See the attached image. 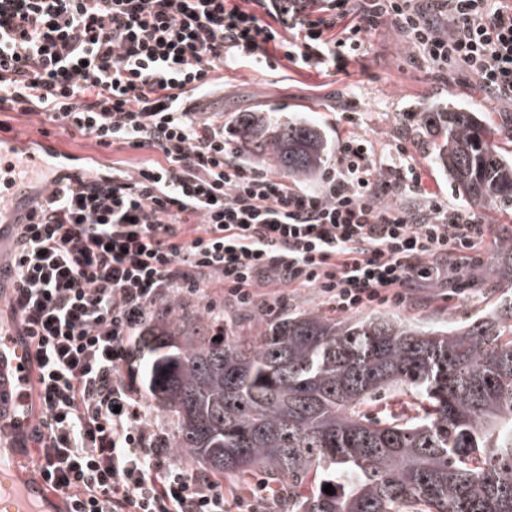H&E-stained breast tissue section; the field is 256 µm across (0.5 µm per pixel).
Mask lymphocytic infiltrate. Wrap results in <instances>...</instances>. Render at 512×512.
Segmentation results:
<instances>
[{"mask_svg":"<svg viewBox=\"0 0 512 512\" xmlns=\"http://www.w3.org/2000/svg\"><path fill=\"white\" fill-rule=\"evenodd\" d=\"M0 0V112L36 114L100 147L153 149L134 170L54 175L24 215L4 269L0 334L36 365L30 440L68 512H230L221 482L173 459L124 376L158 308L192 297L216 329L221 302L265 316L310 288L336 312L405 303L411 288L481 266L493 229L477 212L403 189L421 179L365 135L338 142L319 187L239 162L224 125L187 101L244 60L341 74L382 26L441 79L462 67L512 102V0Z\"/></svg>","mask_w":512,"mask_h":512,"instance_id":"f902f5d3","label":"lymphocytic infiltrate"}]
</instances>
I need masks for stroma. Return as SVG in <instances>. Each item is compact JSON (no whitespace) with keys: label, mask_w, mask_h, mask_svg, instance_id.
Listing matches in <instances>:
<instances>
[{"label":"stroma","mask_w":512,"mask_h":512,"mask_svg":"<svg viewBox=\"0 0 512 512\" xmlns=\"http://www.w3.org/2000/svg\"><path fill=\"white\" fill-rule=\"evenodd\" d=\"M450 95L481 112L512 110L511 104L483 91L465 69H457L454 79L444 81L427 63L409 60L402 37L384 26L367 34L363 62L350 66L348 74L302 70L284 59L273 69L242 64L225 69L223 88L198 100L197 109L221 113L228 121L245 112H262L281 122L307 121L323 129L333 145L361 133L378 164L389 161L396 143H405L421 173L423 188L443 196L449 209L465 211L468 203L432 166L428 142L413 134L422 105L429 98ZM50 133L62 152L104 164L119 162L127 169L156 156L155 151L126 146L104 150L56 127ZM494 270L493 260H486L474 270L454 275L449 283L417 289L404 304H384L376 311L428 325L473 319L488 305L481 284L492 279Z\"/></svg>","instance_id":"1"}]
</instances>
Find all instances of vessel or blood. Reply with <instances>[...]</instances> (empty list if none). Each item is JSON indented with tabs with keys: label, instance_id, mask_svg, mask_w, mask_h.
I'll list each match as a JSON object with an SVG mask.
<instances>
[{
	"label": "vessel or blood",
	"instance_id": "b4317fda",
	"mask_svg": "<svg viewBox=\"0 0 512 512\" xmlns=\"http://www.w3.org/2000/svg\"><path fill=\"white\" fill-rule=\"evenodd\" d=\"M52 163L51 156L21 152L13 138L0 136V200L23 206L30 187L27 180L19 178V171L40 173ZM31 380L23 348L11 337H0V391L17 390L14 406L0 413V447L5 444V435L25 432L32 421L26 398ZM37 463V458H29L22 469L0 459V512H63V495L38 474Z\"/></svg>",
	"mask_w": 512,
	"mask_h": 512
}]
</instances>
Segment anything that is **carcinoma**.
I'll return each instance as SVG.
<instances>
[{
    "label": "carcinoma",
    "mask_w": 512,
    "mask_h": 512,
    "mask_svg": "<svg viewBox=\"0 0 512 512\" xmlns=\"http://www.w3.org/2000/svg\"><path fill=\"white\" fill-rule=\"evenodd\" d=\"M419 116L415 135L459 195L512 210V155L495 144L512 140V112L450 98ZM236 130L288 177L311 176L328 151L311 124L251 115ZM495 264L500 298L462 324L305 312L216 340L187 312L150 321L142 385L176 418L175 447L211 473L284 486L287 512H512V234ZM388 391L409 401L369 414Z\"/></svg>",
    "instance_id": "carcinoma-1"
}]
</instances>
